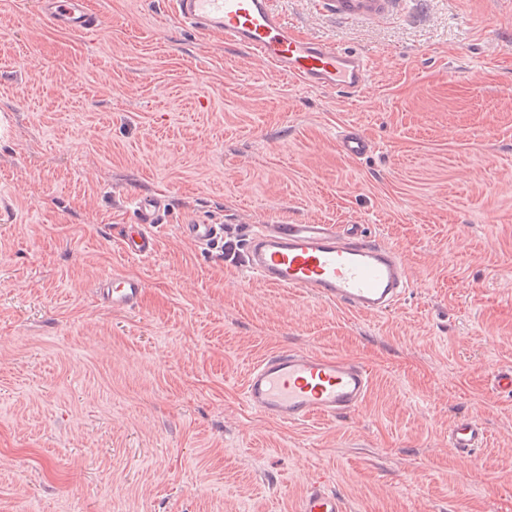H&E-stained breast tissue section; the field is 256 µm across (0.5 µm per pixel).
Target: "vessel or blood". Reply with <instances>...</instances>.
Returning a JSON list of instances; mask_svg holds the SVG:
<instances>
[{"mask_svg": "<svg viewBox=\"0 0 512 512\" xmlns=\"http://www.w3.org/2000/svg\"><path fill=\"white\" fill-rule=\"evenodd\" d=\"M392 0H321L336 18L378 19L388 14ZM184 27L221 36L225 44L245 50L279 74L313 89L334 90L346 97L360 95L369 80L365 56L336 47L293 28L274 0H172ZM41 15L72 32L92 29L95 18L87 0H42ZM344 156L360 159L372 141L351 127L336 137ZM134 223L118 237L122 251L151 258L158 240L153 231L165 210L156 196L134 198ZM183 235L199 244L214 239L218 225H182ZM242 266L263 284L333 301L360 315H377L397 305L412 286L398 250L370 240L358 224H262L244 244ZM146 284L140 277L112 272L99 281L101 301L112 311L140 307ZM372 382L361 362L304 349H282L258 361L244 380V400L253 411L285 425L333 419L357 410ZM487 440L483 424L472 417L448 428V444L464 456ZM297 512H347L342 497L324 481L309 483Z\"/></svg>", "mask_w": 512, "mask_h": 512, "instance_id": "b4317fda", "label": "vessel or blood"}]
</instances>
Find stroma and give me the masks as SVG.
Here are the masks:
<instances>
[{"instance_id":"1","label":"stroma","mask_w":512,"mask_h":512,"mask_svg":"<svg viewBox=\"0 0 512 512\" xmlns=\"http://www.w3.org/2000/svg\"><path fill=\"white\" fill-rule=\"evenodd\" d=\"M100 25L0 0V512H295L315 476L347 512H512V0H397L375 20L276 0L366 55L351 100L184 28L169 0H89ZM362 128L372 154L336 149ZM162 197L147 260L120 225ZM359 224L414 286L362 316L267 287L181 222ZM141 277L143 304L98 283ZM365 363V402L286 426L244 376L285 348ZM487 428L462 457L448 427ZM145 293V281L138 276L113 271L99 281L101 301L115 312L140 307Z\"/></svg>"}]
</instances>
